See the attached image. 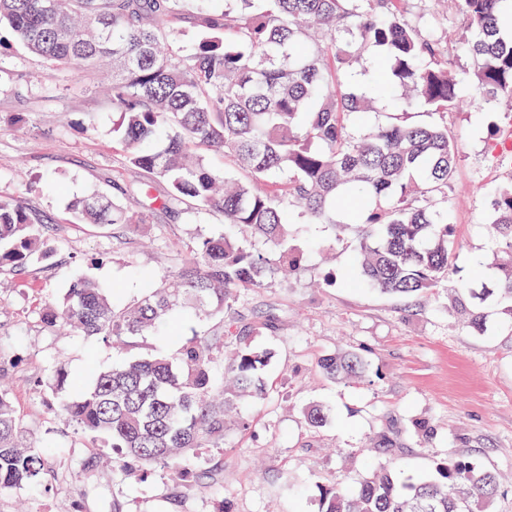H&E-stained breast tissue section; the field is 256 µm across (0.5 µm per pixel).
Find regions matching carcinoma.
I'll return each instance as SVG.
<instances>
[{
	"label": "carcinoma",
	"instance_id": "obj_1",
	"mask_svg": "<svg viewBox=\"0 0 512 512\" xmlns=\"http://www.w3.org/2000/svg\"><path fill=\"white\" fill-rule=\"evenodd\" d=\"M0 0V27L31 55L76 75L112 70L113 132L124 162L141 178L121 191L142 202L132 214L97 192L75 199L82 224L125 230L149 222L173 202L224 217L225 230L201 236L168 275L131 304L122 285L78 277L39 320L50 333L96 337L129 348L175 316L215 328L168 354L131 356L75 386L61 363L36 387L56 399L78 432L112 448L109 465L125 478L166 472L184 484L207 478L224 488V469L202 449H224V413L267 393L269 348L250 337L271 319L247 322L240 292L299 270L290 224H332L336 237L357 225L358 282L407 298L446 288L464 324L486 329L484 304L512 316V182L490 195L494 261L481 287L449 276L458 245L448 216L461 158L442 118L463 95L475 105L512 102V0H455L462 33L448 54L447 18L407 0ZM191 6L204 14L190 47L170 18ZM376 49L387 78L357 92L349 83L363 52ZM406 92L401 113L372 125L375 105ZM413 108L432 119L413 123ZM221 151L245 175L194 158ZM164 181L168 194L154 193ZM271 244L241 242L235 231ZM49 226L37 214L0 201V272L24 273L52 256ZM323 375L348 382L365 375L356 352L319 359ZM313 428L331 409H305ZM21 419L0 389V494L39 482L52 465L47 446L20 440ZM370 464L354 487H318V512H491L499 477L469 457L437 464L428 478Z\"/></svg>",
	"mask_w": 512,
	"mask_h": 512
}]
</instances>
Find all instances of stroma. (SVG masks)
Masks as SVG:
<instances>
[{
	"label": "stroma",
	"mask_w": 512,
	"mask_h": 512,
	"mask_svg": "<svg viewBox=\"0 0 512 512\" xmlns=\"http://www.w3.org/2000/svg\"><path fill=\"white\" fill-rule=\"evenodd\" d=\"M107 88L106 79L53 68L17 45L0 57V198L45 216L53 246L52 258L24 275L0 274V376L14 386L23 440L52 443L58 461L84 472L72 484L49 475L43 486L0 496V512H112L116 497L129 512H167L165 498L176 490L165 474L141 482L89 467L100 449L63 434L59 417L31 387L59 361L84 378L88 361L103 369L122 358L100 339L42 327L40 310L75 277L125 281L130 303L145 286L139 271L162 278L198 235L224 229L222 216L204 211H157L123 238L78 223L70 210L76 197L91 189L112 194L137 178L124 164ZM447 120L462 145L448 195L459 244L452 277L471 284L476 263L492 257L486 192L512 175V167L488 156L486 142L493 135L512 143V120L495 105L476 112L466 103ZM290 232L305 249L300 274L244 291L239 305L249 318H275L274 331L254 339L277 355L270 390L240 405L249 428L229 424L223 449L210 453L224 469L223 491L194 481L184 490V512H213L219 497L229 512H316L318 485H356L384 432L398 439L395 459L404 474L424 478L448 458H477L500 478L494 512H512V317L488 304L487 330L478 334L462 325L447 291L402 299L351 281L331 283L355 258L356 227L340 236L329 224H295ZM347 350L368 359L369 374L328 380L318 359ZM317 402L335 413L320 429L304 417ZM418 421L433 435L415 433Z\"/></svg>",
	"instance_id": "35a3bbf8"
}]
</instances>
